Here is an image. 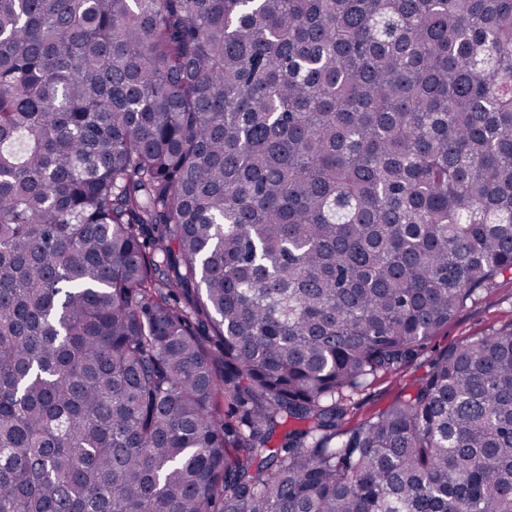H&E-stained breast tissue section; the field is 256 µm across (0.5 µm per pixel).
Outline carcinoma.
Segmentation results:
<instances>
[{"label":"carcinoma","mask_w":512,"mask_h":512,"mask_svg":"<svg viewBox=\"0 0 512 512\" xmlns=\"http://www.w3.org/2000/svg\"><path fill=\"white\" fill-rule=\"evenodd\" d=\"M507 273L512 0H0V512H512ZM512 319V276L499 278L483 295L459 311L456 317L430 340L417 361L396 371L380 373L358 390L348 402L346 426H354L388 406L397 395L407 393L425 374L430 363L450 346L480 336L488 329Z\"/></svg>","instance_id":"1"}]
</instances>
